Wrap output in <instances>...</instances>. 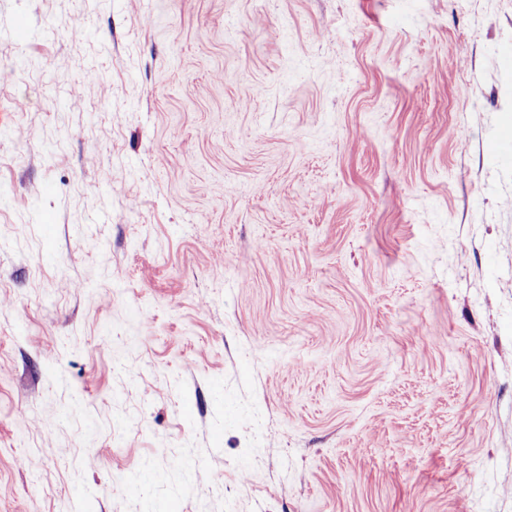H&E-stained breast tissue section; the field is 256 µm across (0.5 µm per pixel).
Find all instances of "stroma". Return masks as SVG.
<instances>
[{
	"label": "stroma",
	"mask_w": 512,
	"mask_h": 512,
	"mask_svg": "<svg viewBox=\"0 0 512 512\" xmlns=\"http://www.w3.org/2000/svg\"><path fill=\"white\" fill-rule=\"evenodd\" d=\"M511 127L512 0H0V512H512Z\"/></svg>",
	"instance_id": "1"
}]
</instances>
